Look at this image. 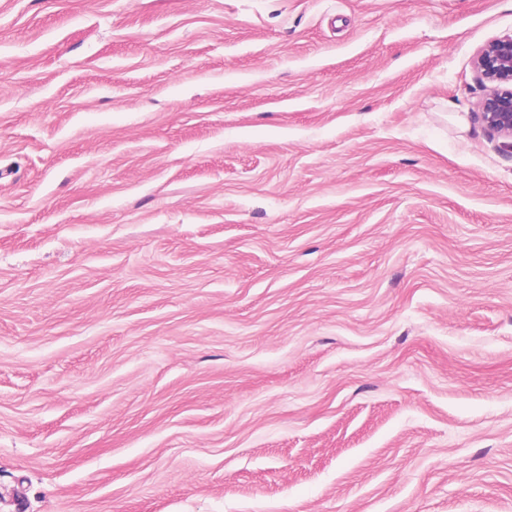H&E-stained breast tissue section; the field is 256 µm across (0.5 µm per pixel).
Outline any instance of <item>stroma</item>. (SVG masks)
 Instances as JSON below:
<instances>
[{"label": "stroma", "instance_id": "stroma-1", "mask_svg": "<svg viewBox=\"0 0 512 512\" xmlns=\"http://www.w3.org/2000/svg\"><path fill=\"white\" fill-rule=\"evenodd\" d=\"M512 0H0V512H512ZM474 64L481 81L491 87L478 105L482 122L512 152V35L484 46Z\"/></svg>", "mask_w": 512, "mask_h": 512}]
</instances>
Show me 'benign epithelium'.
Wrapping results in <instances>:
<instances>
[{"instance_id": "1", "label": "benign epithelium", "mask_w": 512, "mask_h": 512, "mask_svg": "<svg viewBox=\"0 0 512 512\" xmlns=\"http://www.w3.org/2000/svg\"><path fill=\"white\" fill-rule=\"evenodd\" d=\"M481 81L491 87L479 102L480 117L487 130L512 151V35L484 46L475 61Z\"/></svg>"}]
</instances>
